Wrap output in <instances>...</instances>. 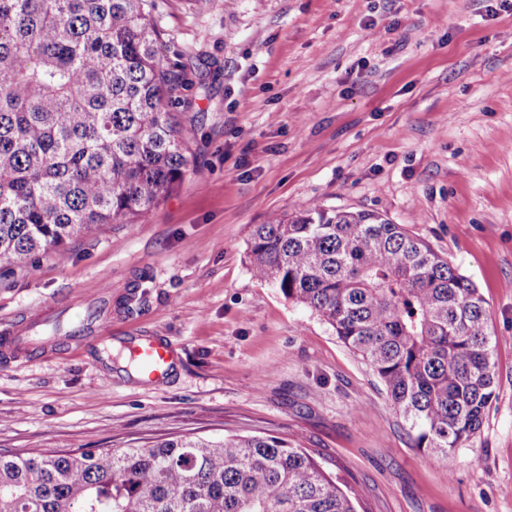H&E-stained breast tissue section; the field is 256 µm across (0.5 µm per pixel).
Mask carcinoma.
<instances>
[{
    "label": "carcinoma",
    "instance_id": "obj_1",
    "mask_svg": "<svg viewBox=\"0 0 512 512\" xmlns=\"http://www.w3.org/2000/svg\"><path fill=\"white\" fill-rule=\"evenodd\" d=\"M152 0H0V264L66 256L134 224L192 163ZM252 276L315 311L384 383L414 447L447 463L499 381L485 301L429 243L373 212L312 204L254 225ZM275 435L137 448L0 451V512H355Z\"/></svg>",
    "mask_w": 512,
    "mask_h": 512
}]
</instances>
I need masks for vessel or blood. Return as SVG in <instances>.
<instances>
[{
  "mask_svg": "<svg viewBox=\"0 0 512 512\" xmlns=\"http://www.w3.org/2000/svg\"><path fill=\"white\" fill-rule=\"evenodd\" d=\"M112 297L111 287H104L84 300L83 318L79 325L66 330L57 341H41L40 335L46 326L65 320L67 309L52 308L38 318L21 322L10 328L5 336L0 337V355L8 359H21L34 350H42L44 355H52L54 344L66 345L79 342L93 345V331L104 314ZM118 342L123 350L131 352L141 360L136 378L143 386L164 385L176 363L173 344L165 336H122Z\"/></svg>",
  "mask_w": 512,
  "mask_h": 512,
  "instance_id": "obj_1",
  "label": "vessel or blood"
}]
</instances>
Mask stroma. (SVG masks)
<instances>
[{"label": "stroma", "instance_id": "obj_1", "mask_svg": "<svg viewBox=\"0 0 512 512\" xmlns=\"http://www.w3.org/2000/svg\"><path fill=\"white\" fill-rule=\"evenodd\" d=\"M184 79L193 163L136 224L68 256L0 267V330L112 287L104 327L166 336L169 382L109 349L0 360V450L272 433L307 449L357 512H512V9L502 0H153ZM367 210L425 239L485 300L498 397L446 466L414 448L372 369L317 313L253 278L273 212Z\"/></svg>", "mask_w": 512, "mask_h": 512}]
</instances>
